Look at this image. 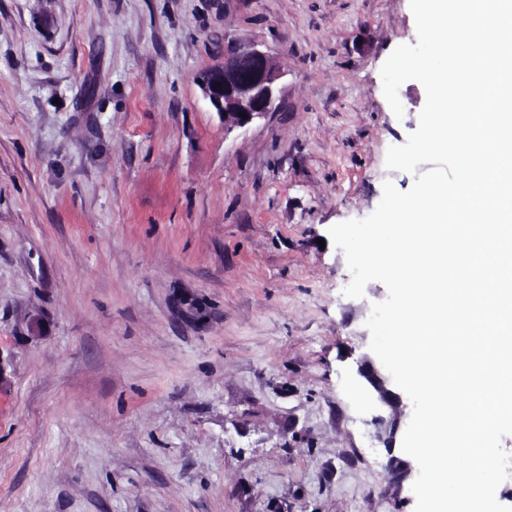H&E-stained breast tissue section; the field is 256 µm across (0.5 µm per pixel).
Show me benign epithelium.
<instances>
[{
    "instance_id": "1",
    "label": "benign epithelium",
    "mask_w": 512,
    "mask_h": 512,
    "mask_svg": "<svg viewBox=\"0 0 512 512\" xmlns=\"http://www.w3.org/2000/svg\"><path fill=\"white\" fill-rule=\"evenodd\" d=\"M278 77L274 61L264 51L254 45L230 43L224 47V67L210 70L202 77L203 91L224 118V127L233 129L276 108ZM243 113L247 118L241 117ZM356 376L375 407L390 411L389 418L379 415L373 421L384 426L377 433V440L391 450L401 428L403 396L373 356L358 364Z\"/></svg>"
}]
</instances>
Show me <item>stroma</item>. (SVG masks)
Returning <instances> with one entry per match:
<instances>
[{"label": "stroma", "mask_w": 512, "mask_h": 512, "mask_svg": "<svg viewBox=\"0 0 512 512\" xmlns=\"http://www.w3.org/2000/svg\"><path fill=\"white\" fill-rule=\"evenodd\" d=\"M228 41L281 73L229 131ZM416 42L409 0H0V512H414L355 377L387 289L327 236L414 182Z\"/></svg>", "instance_id": "obj_1"}]
</instances>
